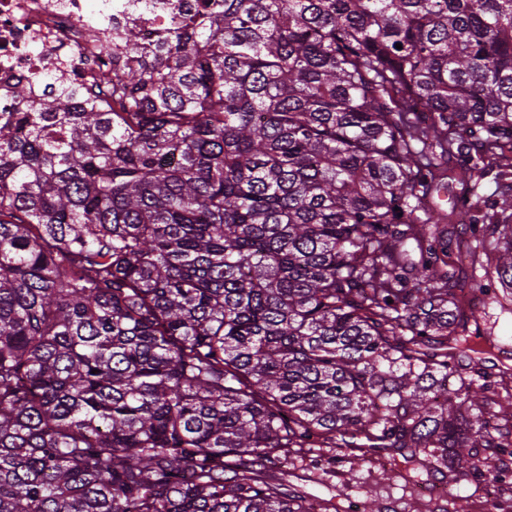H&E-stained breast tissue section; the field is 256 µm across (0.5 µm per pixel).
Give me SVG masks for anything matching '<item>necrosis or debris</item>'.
<instances>
[{
    "mask_svg": "<svg viewBox=\"0 0 512 512\" xmlns=\"http://www.w3.org/2000/svg\"><path fill=\"white\" fill-rule=\"evenodd\" d=\"M132 13V0H0V108L15 85L46 72L94 84L112 64L103 26Z\"/></svg>",
    "mask_w": 512,
    "mask_h": 512,
    "instance_id": "obj_1",
    "label": "necrosis or debris"
}]
</instances>
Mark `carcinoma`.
<instances>
[{
  "label": "carcinoma",
  "instance_id": "obj_1",
  "mask_svg": "<svg viewBox=\"0 0 512 512\" xmlns=\"http://www.w3.org/2000/svg\"><path fill=\"white\" fill-rule=\"evenodd\" d=\"M102 46L107 98L0 115V512H332L288 453L427 483L512 444L450 262L464 225L512 299V0H194ZM499 172L500 170L493 166L492 171L482 181L481 193L487 197L486 205L493 203L504 193L512 194V174L499 176Z\"/></svg>",
  "mask_w": 512,
  "mask_h": 512
}]
</instances>
